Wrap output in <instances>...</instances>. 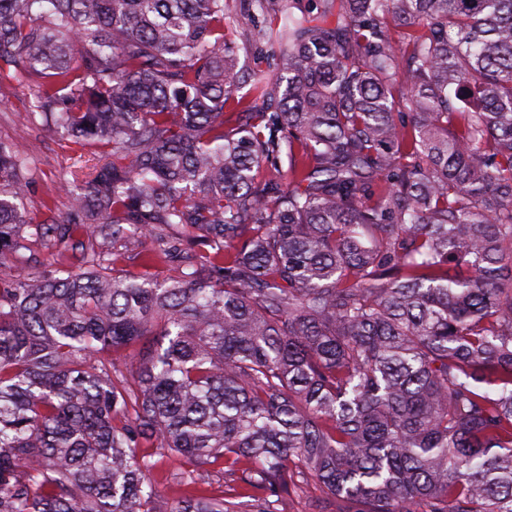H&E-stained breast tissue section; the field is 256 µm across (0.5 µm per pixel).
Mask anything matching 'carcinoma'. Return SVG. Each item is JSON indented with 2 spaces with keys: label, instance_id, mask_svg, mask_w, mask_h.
I'll list each match as a JSON object with an SVG mask.
<instances>
[{
  "label": "carcinoma",
  "instance_id": "obj_1",
  "mask_svg": "<svg viewBox=\"0 0 512 512\" xmlns=\"http://www.w3.org/2000/svg\"><path fill=\"white\" fill-rule=\"evenodd\" d=\"M319 2L0 0V73L94 146L38 222L0 142V265L63 258L0 272V512H512V0ZM174 457L245 493L164 501ZM21 257V258H20ZM61 258L52 256L47 250L43 249L40 245L31 243L28 249H22L17 255L14 254L6 258L3 271H9L14 265H23L27 272H38L43 270L44 266L49 263H60ZM325 498L322 489L316 486H309L303 492L284 493L281 496V512H315L314 504L317 500Z\"/></svg>",
  "mask_w": 512,
  "mask_h": 512
}]
</instances>
